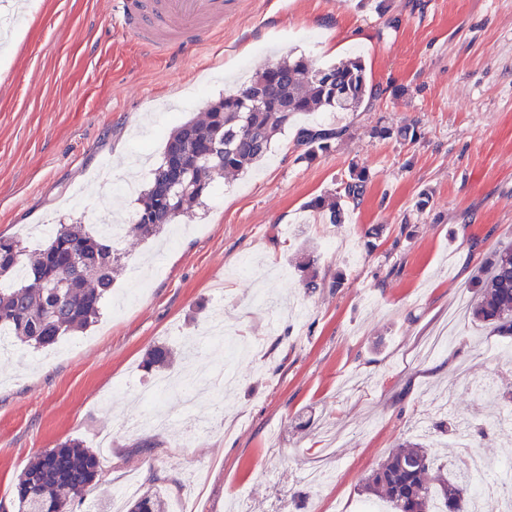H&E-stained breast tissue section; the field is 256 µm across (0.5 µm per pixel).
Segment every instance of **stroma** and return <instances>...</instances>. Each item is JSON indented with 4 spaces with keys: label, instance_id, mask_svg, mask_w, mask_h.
<instances>
[{
    "label": "stroma",
    "instance_id": "1",
    "mask_svg": "<svg viewBox=\"0 0 512 512\" xmlns=\"http://www.w3.org/2000/svg\"><path fill=\"white\" fill-rule=\"evenodd\" d=\"M232 0L221 31L148 57L108 0H38L0 47V236L28 249L42 225L132 218L182 121L287 55L316 66L362 57L380 96L361 112L298 115L348 127L330 154L299 160L294 128L247 172L216 175L211 194L157 236L117 243L120 265L98 321L50 350L0 356V503L34 454L75 439L101 452L99 484L72 512H99L127 483L168 512H354L361 479L405 439L439 441L452 408L483 420L474 378L512 384L502 340L471 322V277L512 242V0ZM417 123L412 144L371 134ZM372 174L345 223L311 211L350 161ZM130 189L114 192L111 182ZM433 204L415 207L422 190ZM412 233L403 236L402 224ZM377 246L365 247L368 234ZM340 287L307 293L291 258L303 237ZM447 349H420L444 322ZM213 323L236 330L225 361L199 345ZM167 345L238 377L191 405L171 391L148 420L142 362ZM333 470L323 488L305 475Z\"/></svg>",
    "mask_w": 512,
    "mask_h": 512
}]
</instances>
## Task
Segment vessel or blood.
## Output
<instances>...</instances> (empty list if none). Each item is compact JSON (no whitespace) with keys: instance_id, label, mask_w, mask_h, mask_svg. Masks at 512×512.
Segmentation results:
<instances>
[{"instance_id":"1","label":"vessel or blood","mask_w":512,"mask_h":512,"mask_svg":"<svg viewBox=\"0 0 512 512\" xmlns=\"http://www.w3.org/2000/svg\"><path fill=\"white\" fill-rule=\"evenodd\" d=\"M227 0H112L122 28L154 52L194 42L224 21Z\"/></svg>"}]
</instances>
